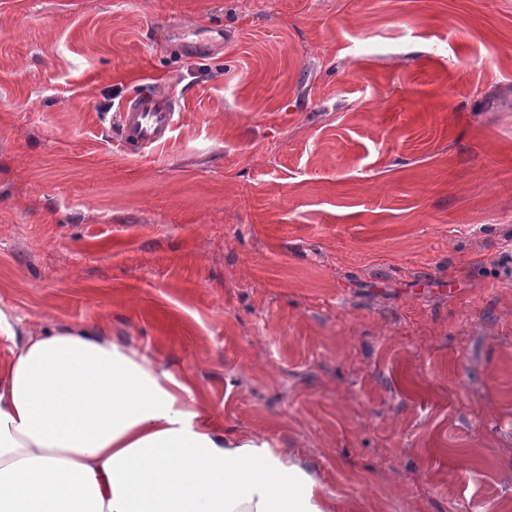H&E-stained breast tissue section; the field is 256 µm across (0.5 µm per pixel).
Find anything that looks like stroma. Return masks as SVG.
<instances>
[{
  "label": "stroma",
  "instance_id": "35a3bbf8",
  "mask_svg": "<svg viewBox=\"0 0 512 512\" xmlns=\"http://www.w3.org/2000/svg\"><path fill=\"white\" fill-rule=\"evenodd\" d=\"M144 85L181 118L135 155ZM0 307L191 379L337 512H512V0H0ZM180 116L175 97L143 93L125 100L113 122L126 150L145 152L170 139Z\"/></svg>",
  "mask_w": 512,
  "mask_h": 512
}]
</instances>
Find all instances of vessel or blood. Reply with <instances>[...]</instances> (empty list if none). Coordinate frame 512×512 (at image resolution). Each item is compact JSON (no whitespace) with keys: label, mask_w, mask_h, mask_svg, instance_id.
I'll list each match as a JSON object with an SVG mask.
<instances>
[{"label":"vessel or blood","mask_w":512,"mask_h":512,"mask_svg":"<svg viewBox=\"0 0 512 512\" xmlns=\"http://www.w3.org/2000/svg\"><path fill=\"white\" fill-rule=\"evenodd\" d=\"M179 120L177 99L153 93L128 98L114 117L123 147L139 152L167 142Z\"/></svg>","instance_id":"b4317fda"}]
</instances>
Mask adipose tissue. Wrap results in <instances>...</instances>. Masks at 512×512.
I'll use <instances>...</instances> for the list:
<instances>
[{"label": "adipose tissue", "instance_id": "ef3b65f1", "mask_svg": "<svg viewBox=\"0 0 512 512\" xmlns=\"http://www.w3.org/2000/svg\"><path fill=\"white\" fill-rule=\"evenodd\" d=\"M18 325L0 309V512H331L299 461L217 433L190 381L101 327Z\"/></svg>", "mask_w": 512, "mask_h": 512}]
</instances>
